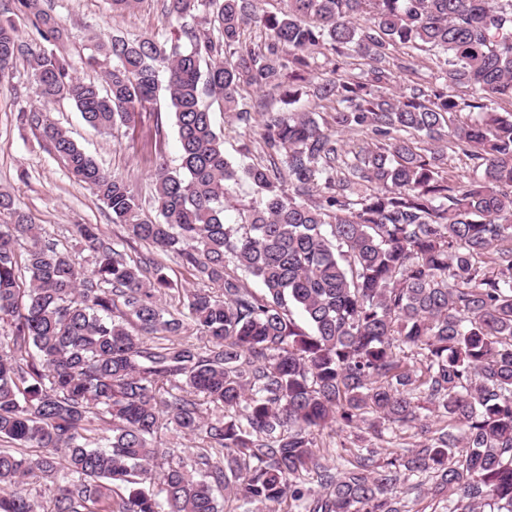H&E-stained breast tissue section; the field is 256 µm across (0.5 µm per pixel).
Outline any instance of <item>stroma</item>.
Listing matches in <instances>:
<instances>
[{"instance_id": "1", "label": "stroma", "mask_w": 512, "mask_h": 512, "mask_svg": "<svg viewBox=\"0 0 512 512\" xmlns=\"http://www.w3.org/2000/svg\"><path fill=\"white\" fill-rule=\"evenodd\" d=\"M51 3L67 34L61 50L78 75L87 79L99 77L98 72L84 65L95 42L115 35L150 34L163 26L157 0H141L136 8L121 14L110 12L106 0ZM35 98L31 72L25 63H18L9 81L0 86V189L14 194L18 208L41 227L44 239L67 249L84 263L88 253L77 232L78 225H99L114 239L125 237L126 231L113 223L96 196L69 178L60 161L48 153L39 133L18 125V109ZM209 106L226 156L244 164L259 162L260 127L244 128L217 101H210ZM51 116L102 168L122 176L143 208L151 206L156 162L165 160L173 168L179 163L178 135L166 98H158L139 112L132 127L118 126L108 134L91 128L65 101L52 106ZM319 439L331 465L340 457L353 461L370 454L379 460L390 451L403 455L422 442L412 429L400 432L391 446L355 429L340 433L326 430Z\"/></svg>"}]
</instances>
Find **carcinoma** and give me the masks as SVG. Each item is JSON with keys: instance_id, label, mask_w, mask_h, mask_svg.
Returning <instances> with one entry per match:
<instances>
[{"instance_id": "carcinoma-1", "label": "carcinoma", "mask_w": 512, "mask_h": 512, "mask_svg": "<svg viewBox=\"0 0 512 512\" xmlns=\"http://www.w3.org/2000/svg\"><path fill=\"white\" fill-rule=\"evenodd\" d=\"M12 2L0 87L21 58L39 102L17 121L151 251L132 265L124 241L82 224L86 267L0 191L14 218L0 224V512H223L217 490L288 512H408L407 482L448 495V512H512V0H162L161 31L94 45L98 81L57 51L45 0ZM252 25L264 46L242 41ZM403 45L431 53L436 83L393 91L414 70ZM320 55L329 76L313 82ZM244 85L288 111L252 112ZM161 91L180 164L156 166L151 218L45 107L66 100L106 133ZM205 95L261 126L266 162L226 157ZM308 95L322 111L296 107ZM350 132L369 142L350 148ZM450 150L472 174H448ZM242 178L256 197L228 224ZM161 254L211 287L162 307ZM187 324L206 344L178 338ZM361 423L424 441L322 463L319 432ZM170 427L199 440L195 457L160 447ZM31 478L52 483L49 501Z\"/></svg>"}]
</instances>
